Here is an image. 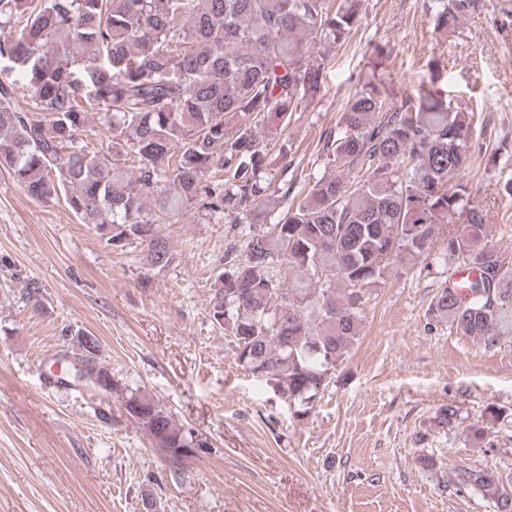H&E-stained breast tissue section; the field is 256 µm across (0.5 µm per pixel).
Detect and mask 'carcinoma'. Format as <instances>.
Segmentation results:
<instances>
[{
	"label": "carcinoma",
	"instance_id": "1",
	"mask_svg": "<svg viewBox=\"0 0 512 512\" xmlns=\"http://www.w3.org/2000/svg\"><path fill=\"white\" fill-rule=\"evenodd\" d=\"M445 36L480 0H437ZM364 0H0V64L20 71L31 103L0 82V162L42 201L65 196L107 244H137L146 262L172 257L156 225L198 205L254 224L245 254L226 257L211 318L235 360L275 384L299 416L362 332L363 306L398 259L433 246L475 272L434 297V316L488 348L512 336V265L488 241L490 209L462 181L470 115L438 90L390 99L353 95L323 136L328 175L282 204L263 136L275 138L320 93L317 44L345 42ZM111 135L79 138L90 114ZM260 119L265 133L257 130ZM294 277L283 280V269ZM95 392L118 390L85 358L69 368ZM127 412L173 459L199 436L138 389ZM462 487L512 512L487 469Z\"/></svg>",
	"mask_w": 512,
	"mask_h": 512
}]
</instances>
